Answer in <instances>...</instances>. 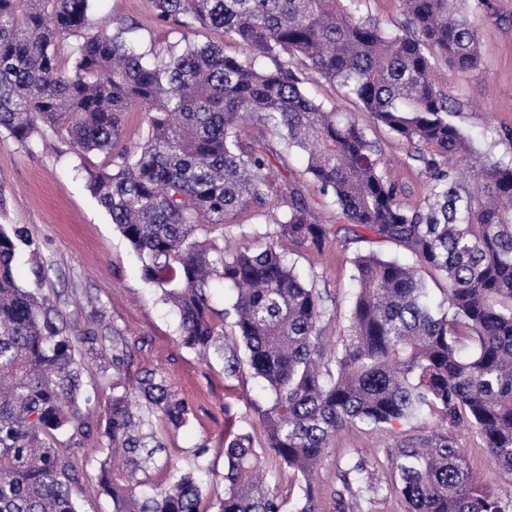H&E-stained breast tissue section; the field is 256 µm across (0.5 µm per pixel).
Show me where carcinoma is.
<instances>
[{
    "label": "carcinoma",
    "instance_id": "obj_1",
    "mask_svg": "<svg viewBox=\"0 0 512 512\" xmlns=\"http://www.w3.org/2000/svg\"><path fill=\"white\" fill-rule=\"evenodd\" d=\"M94 2L0 0V128L25 143L48 126L82 151L116 155L114 167L90 172L88 188L137 253L141 277L178 311L180 344L223 361L228 379L249 370L269 391L263 441L245 430L224 440L215 512H282L269 457L302 480L296 512H318L313 479L338 432L426 413L437 430L391 459L404 512H507L452 434L463 423L477 429L491 463L512 476V155L471 140L462 103L435 79L441 68L480 69L469 0H401L393 30L363 13V0H148L157 22L182 28L153 55ZM197 27L233 35L239 52L196 43ZM306 70L411 147L424 205L403 203L367 127L312 97ZM135 108L148 116L147 139L119 151ZM266 133L302 153L304 169L284 179L260 147ZM306 175L317 202L301 189ZM254 207L264 231L240 224L239 245L224 249L214 232ZM325 207L336 223L320 219ZM283 242L319 253L355 246L346 310L328 304L316 275L305 281L286 263ZM366 243L394 244L414 263ZM31 245L26 227H0V512H80V452L94 425L78 354L98 336L73 333L49 300L18 285L16 260ZM429 273L446 284L436 308ZM216 279L236 292L221 310L211 302ZM340 321L347 334L331 346L326 331ZM110 359L117 377L133 360L117 328ZM105 414L97 487L112 512H201L205 445L174 481L142 489L140 475L165 448L152 419L174 430L194 419L162 372L112 383ZM352 472L366 469L342 472L340 512L381 490L354 484Z\"/></svg>",
    "mask_w": 512,
    "mask_h": 512
}]
</instances>
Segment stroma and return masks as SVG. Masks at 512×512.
I'll list each match as a JSON object with an SVG mask.
<instances>
[{
	"label": "stroma",
	"instance_id": "1",
	"mask_svg": "<svg viewBox=\"0 0 512 512\" xmlns=\"http://www.w3.org/2000/svg\"><path fill=\"white\" fill-rule=\"evenodd\" d=\"M96 9L112 25L130 27L131 37L143 50L159 54L179 38L172 26L153 19L146 0H97ZM470 18L480 33V70L459 74L444 69L438 78L463 103L465 131L477 143L503 154L512 151V0H470ZM369 136L378 144L384 171L403 187L404 202L423 205L427 191L416 168L407 162L408 145L381 127L371 129ZM106 162L105 155L82 153L65 134L46 127L26 143L0 128V190L6 195L0 225L26 227L33 240L34 254H22L16 269L21 286L39 289L64 319L97 335L120 329L134 351L127 383H134L142 370L157 367L189 402L195 419L187 428L175 432L155 421L166 448L146 482L167 481L174 469L193 463L197 445L207 444L210 472L201 506L211 512L224 494V458L217 449L227 432L258 427L253 402L266 399L267 393L250 375L225 378L223 363L202 361L180 345L178 316L160 301L158 288L142 280L137 254L87 188L91 171ZM286 253L288 264L302 274H316L319 288L327 290L340 308H347L354 293L351 250L335 244L320 254L290 245ZM34 256L43 267L39 279L31 273ZM82 358L84 388L102 409L112 395V370L92 348H84ZM434 425L427 415L393 429L360 425L341 431L318 467L319 512H336L340 474L360 459L381 491L362 497L350 512H404L400 499L389 490L391 457L402 441L426 437ZM455 436L477 480L502 503L512 502V480L494 470L483 437L466 426Z\"/></svg>",
	"mask_w": 512,
	"mask_h": 512
}]
</instances>
